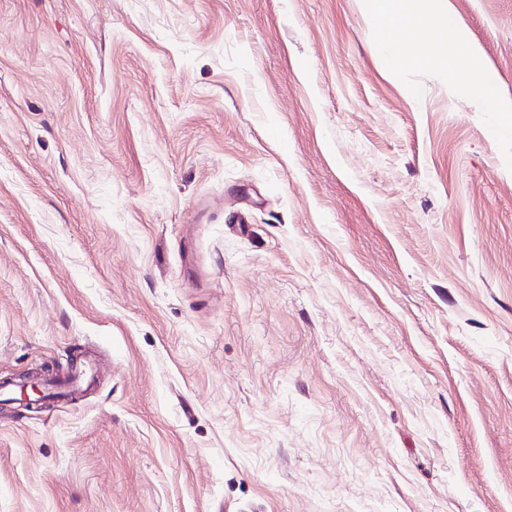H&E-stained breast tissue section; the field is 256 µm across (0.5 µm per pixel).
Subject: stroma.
Listing matches in <instances>:
<instances>
[{"instance_id": "stroma-1", "label": "stroma", "mask_w": 512, "mask_h": 512, "mask_svg": "<svg viewBox=\"0 0 512 512\" xmlns=\"http://www.w3.org/2000/svg\"><path fill=\"white\" fill-rule=\"evenodd\" d=\"M512 99V0H447ZM363 0H0V512H512V171Z\"/></svg>"}]
</instances>
